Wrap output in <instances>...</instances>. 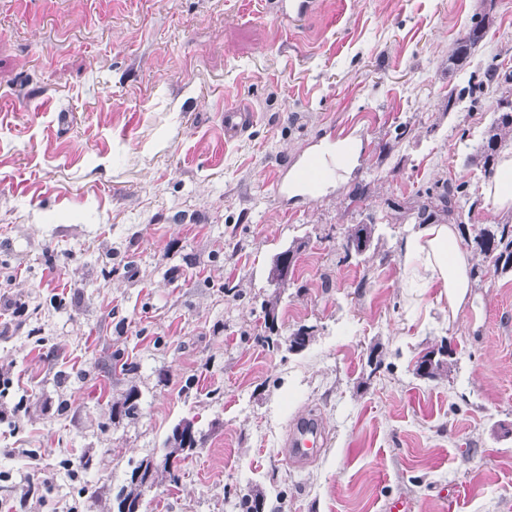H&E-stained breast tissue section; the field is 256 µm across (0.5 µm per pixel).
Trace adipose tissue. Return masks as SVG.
I'll return each mask as SVG.
<instances>
[{
  "label": "adipose tissue",
  "mask_w": 512,
  "mask_h": 512,
  "mask_svg": "<svg viewBox=\"0 0 512 512\" xmlns=\"http://www.w3.org/2000/svg\"><path fill=\"white\" fill-rule=\"evenodd\" d=\"M403 265L404 281L416 294L436 289L454 314L468 302L473 286L471 258L453 225L429 223L410 234L403 245Z\"/></svg>",
  "instance_id": "adipose-tissue-1"
}]
</instances>
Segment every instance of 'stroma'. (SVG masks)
Instances as JSON below:
<instances>
[{
    "label": "stroma",
    "mask_w": 512,
    "mask_h": 512,
    "mask_svg": "<svg viewBox=\"0 0 512 512\" xmlns=\"http://www.w3.org/2000/svg\"><path fill=\"white\" fill-rule=\"evenodd\" d=\"M491 65L512 93V0H318L294 26L275 0H0V512H113L184 420L203 441L141 512H240L253 490L265 512H512V271L453 317L413 305L401 256L444 184L467 235L500 219L465 162L495 97L448 98ZM229 98L255 114L231 141ZM351 119L371 151L284 205L274 168ZM272 299L280 340L312 327L301 353L263 344ZM443 345L447 372L416 376ZM304 412L327 440L298 467Z\"/></svg>",
    "instance_id": "obj_1"
}]
</instances>
